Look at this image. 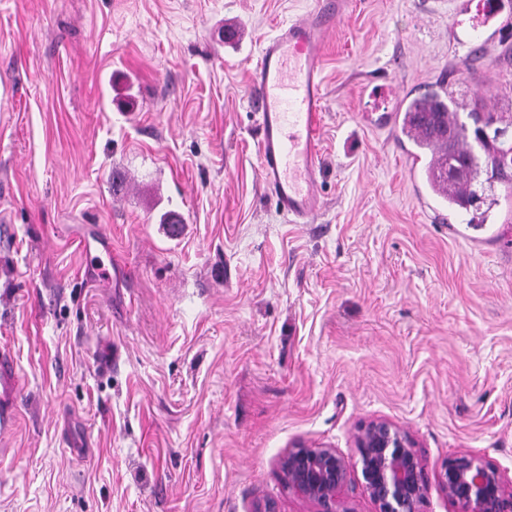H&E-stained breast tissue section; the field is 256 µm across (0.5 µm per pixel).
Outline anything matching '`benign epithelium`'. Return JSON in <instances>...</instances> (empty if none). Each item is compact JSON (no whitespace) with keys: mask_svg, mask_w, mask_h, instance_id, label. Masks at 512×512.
<instances>
[{"mask_svg":"<svg viewBox=\"0 0 512 512\" xmlns=\"http://www.w3.org/2000/svg\"><path fill=\"white\" fill-rule=\"evenodd\" d=\"M355 448L360 484L379 512H422L429 473L401 426L385 418L363 424L355 434ZM281 467L288 488L314 505L315 512H351L340 499L349 470L339 450L299 443L288 450ZM434 478L457 512H512V481L476 452L446 458Z\"/></svg>","mask_w":512,"mask_h":512,"instance_id":"1","label":"benign epithelium"}]
</instances>
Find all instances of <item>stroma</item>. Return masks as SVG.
I'll return each mask as SVG.
<instances>
[{
  "label": "stroma",
  "instance_id": "obj_1",
  "mask_svg": "<svg viewBox=\"0 0 512 512\" xmlns=\"http://www.w3.org/2000/svg\"><path fill=\"white\" fill-rule=\"evenodd\" d=\"M310 5L0 0V512H314L282 457L377 418L512 478V194L467 229L380 122L440 86L512 126V0H350L291 224L250 73Z\"/></svg>",
  "mask_w": 512,
  "mask_h": 512
}]
</instances>
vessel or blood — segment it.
<instances>
[{
  "label": "vessel or blood",
  "instance_id": "vessel-or-blood-1",
  "mask_svg": "<svg viewBox=\"0 0 512 512\" xmlns=\"http://www.w3.org/2000/svg\"><path fill=\"white\" fill-rule=\"evenodd\" d=\"M347 0H313L263 46L251 73L258 104L261 176L281 214L311 222L321 209L316 135L323 103L324 38Z\"/></svg>",
  "mask_w": 512,
  "mask_h": 512
}]
</instances>
